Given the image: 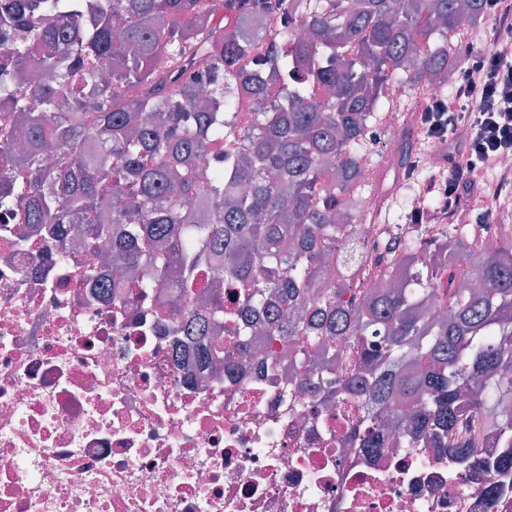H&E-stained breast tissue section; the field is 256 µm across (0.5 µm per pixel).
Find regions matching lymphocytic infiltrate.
Masks as SVG:
<instances>
[{
	"label": "lymphocytic infiltrate",
	"instance_id": "obj_1",
	"mask_svg": "<svg viewBox=\"0 0 512 512\" xmlns=\"http://www.w3.org/2000/svg\"><path fill=\"white\" fill-rule=\"evenodd\" d=\"M488 6L496 29L492 44L471 48L453 93L426 102L420 115L427 136H451L464 125L468 139L462 159L425 183V196L444 200L445 205L438 212L417 211L419 224L440 216L452 224L491 220L487 200L461 204L462 189L479 184L500 155L512 152V58L501 50L512 41V0H488Z\"/></svg>",
	"mask_w": 512,
	"mask_h": 512
}]
</instances>
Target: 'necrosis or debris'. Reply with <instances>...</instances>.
Returning <instances> with one entry per match:
<instances>
[{
	"label": "necrosis or debris",
	"mask_w": 512,
	"mask_h": 512,
	"mask_svg": "<svg viewBox=\"0 0 512 512\" xmlns=\"http://www.w3.org/2000/svg\"><path fill=\"white\" fill-rule=\"evenodd\" d=\"M367 128L365 167L396 172L403 213L413 183L448 166L438 138L407 165L411 124L394 100ZM496 213L476 242L512 240V154L491 179ZM364 196L351 229L367 248L397 236ZM0 215V512H512V475L461 472L447 451L411 448L403 432L359 447L353 423L379 410L301 389L310 373L277 364L280 339L247 336L229 369L195 360L156 298L133 304L84 277L92 251L66 262L41 239L19 244Z\"/></svg>",
	"instance_id": "4bbe7bcc"
}]
</instances>
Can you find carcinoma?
Returning a JSON list of instances; mask_svg holds the SVG:
<instances>
[{
  "instance_id": "carcinoma-1",
  "label": "carcinoma",
  "mask_w": 512,
  "mask_h": 512,
  "mask_svg": "<svg viewBox=\"0 0 512 512\" xmlns=\"http://www.w3.org/2000/svg\"><path fill=\"white\" fill-rule=\"evenodd\" d=\"M485 18L486 0H0V127L25 139L0 140V211L52 227L61 260L67 224L85 225V246L109 245L117 265L145 260L135 299L168 291L160 310L189 336L226 317L228 342L256 329L307 336L309 361L327 368L336 337L382 330L383 349L360 352L329 387L336 401L394 408L411 444L468 472L512 473L511 417L497 421L491 462L461 432L491 397L512 399V246L477 250L456 229L431 252L414 235L372 257L347 243L380 89L448 81V35ZM33 59L50 82L30 79ZM203 260L216 281L196 292ZM360 279L373 288L343 286ZM222 280L241 288L235 309ZM475 376L490 384L469 389ZM353 439L385 445L381 432Z\"/></svg>"
}]
</instances>
